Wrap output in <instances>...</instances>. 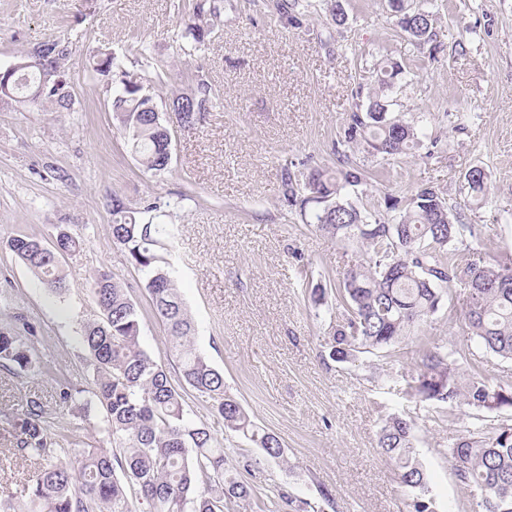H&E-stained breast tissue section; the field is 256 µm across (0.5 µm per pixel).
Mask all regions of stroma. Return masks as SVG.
I'll return each instance as SVG.
<instances>
[{
	"instance_id": "stroma-1",
	"label": "stroma",
	"mask_w": 512,
	"mask_h": 512,
	"mask_svg": "<svg viewBox=\"0 0 512 512\" xmlns=\"http://www.w3.org/2000/svg\"><path fill=\"white\" fill-rule=\"evenodd\" d=\"M284 2L215 0L220 26L198 45L183 35L188 0H0V69L43 41L67 39L75 101L66 112L48 101L0 99V327L19 316L34 324L27 343L45 365L39 373L0 371V395L18 402L40 396L54 439L71 435L80 448H112L82 344L84 326L100 319L89 288L103 269L139 309L142 348L181 386L165 327L110 231L112 196L138 210L159 201L176 228L164 255L177 272L195 346L254 421L285 445V461L262 459L270 484H288L315 503L327 488L336 512H408L411 493L377 445L384 419L402 413L416 423L415 452L441 512H480L444 456L469 429L471 409L442 422L396 391L414 368V345L392 363L368 353L353 363L324 358L335 312L314 308L304 288L337 276L359 249L309 226L283 197L280 178L286 166L303 174L336 165L356 90H374L378 68L400 62L408 75L389 97L395 114L416 127L417 143L390 161L351 144L348 153L367 178L349 200L382 214L388 195L407 198L434 186L477 225L471 251L512 260V0H433L442 42L435 52L400 32L387 0H342L349 21L341 27L327 20L322 0H311L300 24H290ZM460 40L462 54L454 50ZM139 43L149 48V65L131 51ZM97 50L146 76L163 66L168 83L150 90L160 105L199 82L211 86L214 106L197 129L184 131L164 113L173 145L168 171L148 172L128 151L113 117V89L86 66ZM459 112L474 117L463 130L455 127ZM476 164L490 186L477 210L463 187L464 172ZM57 224L84 239L60 263L68 290L59 297L6 244L18 234L50 239ZM463 298L461 286L450 288L415 335L469 345ZM63 377L91 402L83 420L59 401Z\"/></svg>"
}]
</instances>
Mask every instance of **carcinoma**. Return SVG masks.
Returning <instances> with one entry per match:
<instances>
[{
  "label": "carcinoma",
  "mask_w": 512,
  "mask_h": 512,
  "mask_svg": "<svg viewBox=\"0 0 512 512\" xmlns=\"http://www.w3.org/2000/svg\"><path fill=\"white\" fill-rule=\"evenodd\" d=\"M389 6L413 42L428 44L433 51L440 48L432 11L408 8L404 0H389ZM189 7L187 33L199 43L196 22L207 17L215 22L220 15L211 0H192ZM71 52L68 40L41 43L31 56L55 71L57 82L45 85L41 72L30 70L15 77L10 99L35 103L45 97L62 110L72 109L74 100L61 71ZM403 73L402 65L394 62L377 71L379 92L368 97L364 110L350 114L345 142L361 137L372 152L388 160L413 147L414 126L391 112L392 100L385 95ZM144 94L142 78L123 71L112 109L132 154L147 170L162 173L168 169L162 158L165 136L155 113L143 111ZM213 99L211 88L200 84L193 94V124L204 119ZM361 183L362 174L355 169L314 167L302 179L288 168L282 172L283 193L290 203L302 209L319 205L312 215L318 230L363 248L362 258L347 264L338 277L308 291L314 308L325 305L331 295L338 306L326 342L328 357L347 363L360 354L384 353L400 360L411 328L437 313L445 290L461 282L467 291L465 322L478 347L512 360V263H492L480 255L461 260L459 246L466 236H476V225L463 223L434 187L422 186L406 200L389 196L387 209L398 216L388 219L342 197L346 187ZM464 186L473 207L481 208L488 196L485 169H467ZM159 212L156 202L138 211L113 196L112 242L127 254L155 315L167 327L170 352L185 385L210 404L224 429L261 449L265 457L281 459L285 448L280 436L252 420L227 391L224 375L194 347V323L178 291L175 270L157 251L161 239L175 237L174 226L157 222ZM53 235L58 246L53 251L28 235L10 237L7 246L45 288L60 295L66 288L61 253L78 251L83 239L62 225ZM91 294L102 320L85 327L83 342L119 452L82 449L76 486L68 466L49 461L56 442L49 436L44 404L29 398L19 408L4 410L13 428L8 452L30 462L27 487L37 512H133L135 500L147 502L151 512H186L188 507L191 512H240L255 504L259 483L265 481L259 462L224 447L208 424L190 417L184 394L142 348L138 309L123 284L101 270L92 280ZM417 353L420 362L406 380L405 396L427 403L444 418L462 406L476 410L472 428L449 443L446 452L458 486L480 496L482 512H512V423L504 420L490 427L481 418L488 411L512 408V382L491 383L473 352L426 336L419 340ZM0 368L11 374L37 368L31 348L10 330H0ZM414 437L413 420L394 413L380 429L378 447L412 491L409 512H439L427 470L414 452ZM238 472L250 479H238ZM277 497L288 512L310 508L307 500L284 487L277 489Z\"/></svg>",
  "instance_id": "obj_1"
}]
</instances>
